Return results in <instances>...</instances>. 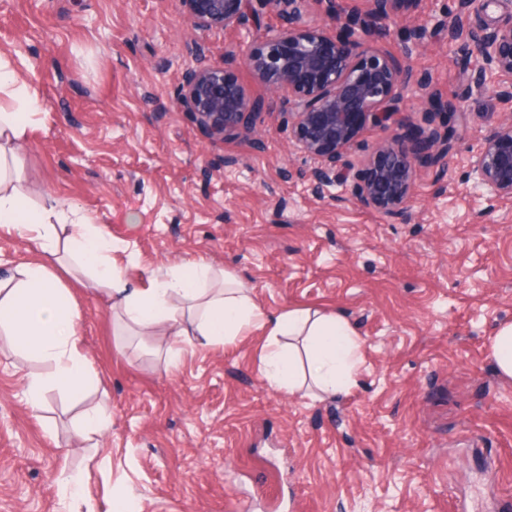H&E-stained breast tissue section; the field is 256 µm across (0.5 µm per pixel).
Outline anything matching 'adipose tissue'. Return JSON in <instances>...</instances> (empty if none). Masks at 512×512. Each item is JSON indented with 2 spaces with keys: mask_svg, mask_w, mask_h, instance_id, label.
Returning <instances> with one entry per match:
<instances>
[{
  "mask_svg": "<svg viewBox=\"0 0 512 512\" xmlns=\"http://www.w3.org/2000/svg\"><path fill=\"white\" fill-rule=\"evenodd\" d=\"M0 224L14 228L34 242L43 258L21 264L0 279V329L16 347L50 367L27 380L31 406L42 401L45 386L73 396L96 384L77 333L78 314L70 292L55 269L61 247L76 260V272L126 329L140 336H198L201 343L221 345L256 325L264 329L267 345L261 371L275 389L298 387L297 360L305 358L309 379L319 392L335 394L352 385L361 359L362 340L342 314L294 309L267 315L245 289L220 269L203 261L180 268H157L146 286L127 287L112 264V242L76 205L41 208L30 203L15 146L26 135L30 118L40 109L36 96L17 78L14 66L0 56ZM62 224L65 242L48 230Z\"/></svg>",
  "mask_w": 512,
  "mask_h": 512,
  "instance_id": "ef3b65f1",
  "label": "adipose tissue"
}]
</instances>
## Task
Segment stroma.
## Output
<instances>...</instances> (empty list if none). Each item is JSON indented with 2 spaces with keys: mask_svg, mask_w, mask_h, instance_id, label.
Here are the masks:
<instances>
[{
  "mask_svg": "<svg viewBox=\"0 0 512 512\" xmlns=\"http://www.w3.org/2000/svg\"><path fill=\"white\" fill-rule=\"evenodd\" d=\"M454 7L421 0L375 25L379 45L471 114L437 115L454 148L447 166L417 165L407 224L312 193L315 160L293 148L276 97L240 57L280 26L276 11L200 29L180 0H0V54L42 103L18 149L33 206H79L130 286L204 261L267 312L341 311L363 340L356 385L315 400L268 384L259 328L211 346L128 336L64 277L98 387L80 399L47 390L32 410L25 378L48 367L0 335V512H63L66 475L85 479L77 512L130 494L139 512H502L512 501V379L489 353L512 321V199L466 180L505 114L469 83L477 59L437 25ZM229 51L261 110L253 132L216 145L174 98L186 70ZM35 256L0 227V278ZM101 403L108 430L79 435L81 413Z\"/></svg>",
  "mask_w": 512,
  "mask_h": 512,
  "instance_id": "stroma-1",
  "label": "stroma"
}]
</instances>
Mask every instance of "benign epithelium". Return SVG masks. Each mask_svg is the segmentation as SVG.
Masks as SVG:
<instances>
[{
    "label": "benign epithelium",
    "instance_id": "1",
    "mask_svg": "<svg viewBox=\"0 0 512 512\" xmlns=\"http://www.w3.org/2000/svg\"><path fill=\"white\" fill-rule=\"evenodd\" d=\"M326 0H259L278 9L284 23L250 46L245 60L270 91L288 96V135L295 149L317 160L311 189L322 196L339 187L337 198L390 219H411L416 164L448 160V132L422 127L407 118L402 132L370 151L368 171L351 173L347 160L364 126L385 127L395 115L401 90L411 83L422 91L420 111L437 114L448 107L427 76L417 77L405 58L374 45L369 29L355 17L326 13L320 27L307 24L309 14ZM367 14L389 19L409 14L417 0H366ZM195 25L202 28L243 25L253 14L252 0H181ZM466 39L480 60L468 80L490 86L511 115L497 124L473 155L467 179L493 199L512 197V23L488 24L475 31L457 20L448 23V41ZM236 54L224 66L200 65L187 70L176 103L189 112L214 144L239 135L257 109L232 71Z\"/></svg>",
    "mask_w": 512,
    "mask_h": 512
}]
</instances>
